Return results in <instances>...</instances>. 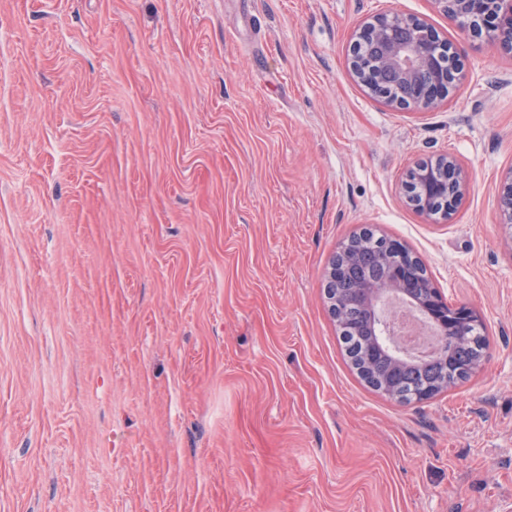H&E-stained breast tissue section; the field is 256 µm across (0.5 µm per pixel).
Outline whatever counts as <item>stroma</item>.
<instances>
[{
	"mask_svg": "<svg viewBox=\"0 0 512 512\" xmlns=\"http://www.w3.org/2000/svg\"><path fill=\"white\" fill-rule=\"evenodd\" d=\"M396 9L458 46L433 110L349 71ZM455 155L447 219L408 171ZM512 53L432 0H0V512H512ZM405 243L482 368L401 403L347 364L340 244ZM425 162L427 164V173H429L430 170H432L435 175L439 171L445 173L442 180L433 183L432 190L444 189V191L448 193V211L453 210L467 191L469 184L467 172L461 166L457 158L449 153L437 155ZM417 304L425 316L436 326L446 328L449 324L453 329L462 330L471 324L464 336L466 343L464 350H460L457 343L447 344V350L458 355L459 367L472 362L481 363L484 360L487 342L480 324L475 323L480 320V314L475 309L466 304L454 305L449 309L447 300L443 298L438 288H435L425 299L417 298ZM481 366L482 363L474 367L473 372Z\"/></svg>",
	"mask_w": 512,
	"mask_h": 512,
	"instance_id": "obj_1",
	"label": "stroma"
}]
</instances>
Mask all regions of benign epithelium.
<instances>
[{"label":"benign epithelium","mask_w":512,"mask_h":512,"mask_svg":"<svg viewBox=\"0 0 512 512\" xmlns=\"http://www.w3.org/2000/svg\"><path fill=\"white\" fill-rule=\"evenodd\" d=\"M436 7L460 30L475 39H487L512 51V0H433ZM370 45L371 57L360 58L363 45ZM446 39L429 24L413 15L391 12L373 15L354 31L350 46V71L354 80L370 94L394 109H434L449 98L448 73L444 71L442 48ZM450 47V46H448ZM447 55L458 57L455 47ZM427 170L443 172L432 190L448 193V210L458 205L467 191L469 177L457 158L440 154L426 161ZM417 288L412 265L400 264L384 271L381 280L359 289L372 320L391 330V316L384 307ZM425 316L439 327L456 330L480 320V314L466 304L448 306L436 289L417 299Z\"/></svg>","instance_id":"benign-epithelium-1"}]
</instances>
